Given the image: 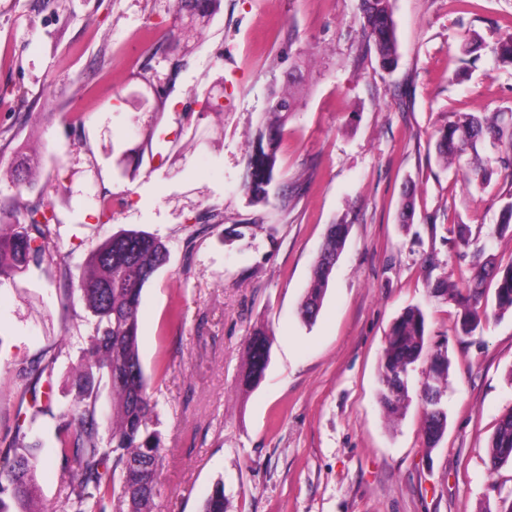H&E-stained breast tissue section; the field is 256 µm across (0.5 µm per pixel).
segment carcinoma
<instances>
[{"label":"carcinoma","mask_w":512,"mask_h":512,"mask_svg":"<svg viewBox=\"0 0 512 512\" xmlns=\"http://www.w3.org/2000/svg\"><path fill=\"white\" fill-rule=\"evenodd\" d=\"M220 0H177L178 11L213 14ZM363 28L372 42L379 65L391 70L398 64V42L390 0H361ZM299 99L291 89L274 90L267 99L264 119L249 138L243 191L253 204L269 199L275 178L278 151L288 113L297 111ZM498 149L496 166L468 150L479 142ZM439 159L456 170L468 168L465 176L482 184L494 174L512 175V116L502 112L460 113L437 132ZM13 202L0 203V278L25 271L33 265L47 274H66L55 242L57 216L49 204L26 205L19 194L32 187L30 162L22 159L13 181ZM349 232L347 224L328 226L321 252L313 266L309 287L300 304L306 323L315 321L330 275L343 250ZM170 249L162 238L136 230H121L93 248L83 263L77 283L92 333L81 351L82 364L75 370L71 391L73 404L60 414L50 405H33L29 422L43 416L59 418L64 480L55 512H155V472L162 458V436L149 393L139 352L138 314L142 292L169 261ZM494 286V310L512 311V263L498 264L494 258L476 254L469 280L468 298L474 306L465 310L459 333L469 336L481 322L479 305L486 287ZM433 293L445 300H457L462 288L442 279ZM427 344L426 318L418 306L408 307L392 323L381 356L379 402L393 417L403 413L408 398L409 376L423 357ZM60 343L50 354L32 361L29 375L40 381L52 377L58 359L66 354ZM267 333L256 329L247 340L246 381L256 385L269 363ZM436 369L429 383L432 394L422 398L424 431L428 446L442 439L447 415L442 397L448 389V358L438 353L431 359ZM107 380L112 390V418L97 422L98 388ZM0 512H41L33 507L38 497L35 473L41 465L39 443H27L14 436L0 438ZM487 455L492 469L512 464V410L505 414L491 435ZM200 512H224V483L215 482L203 499Z\"/></svg>","instance_id":"1"}]
</instances>
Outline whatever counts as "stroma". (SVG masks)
Segmentation results:
<instances>
[{"mask_svg": "<svg viewBox=\"0 0 512 512\" xmlns=\"http://www.w3.org/2000/svg\"><path fill=\"white\" fill-rule=\"evenodd\" d=\"M399 48L383 71L359 0H221L199 37L179 39L175 0H0V171L39 169L22 199L50 203L69 276L37 268L0 281V434L30 411L24 369L78 320L81 266L121 230L167 240L143 290L139 351L163 438L156 512H200L216 481L224 512H505L512 465L487 442L512 410V313L457 333L465 307L434 297L464 283L498 234L512 179L466 184L439 161L437 131L459 112H512V0H392ZM478 39L470 55L462 48ZM300 71L269 201L242 190L248 137L267 96ZM222 112L206 108L207 97ZM79 112L82 124L67 115ZM410 223L400 221L405 188ZM112 200L102 222L98 200ZM349 225L314 323L298 313L327 228ZM469 225L471 247L453 227ZM201 231L186 245L189 228ZM426 313L430 351L450 361L447 427L428 448L419 386L398 419L379 403L393 320ZM266 329L270 363L246 385V340ZM40 506L63 469L54 428L38 435Z\"/></svg>", "mask_w": 512, "mask_h": 512, "instance_id": "stroma-1", "label": "stroma"}]
</instances>
